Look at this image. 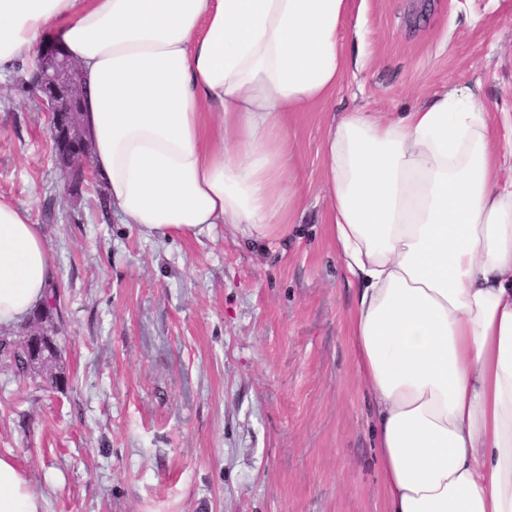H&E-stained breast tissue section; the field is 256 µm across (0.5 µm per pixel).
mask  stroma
<instances>
[{
	"mask_svg": "<svg viewBox=\"0 0 512 512\" xmlns=\"http://www.w3.org/2000/svg\"><path fill=\"white\" fill-rule=\"evenodd\" d=\"M361 50L288 121L302 216L280 240H156L57 164L49 119L0 78V199L31 210L55 267L62 354L0 364V456L45 512H385L371 403L345 333L352 290L325 232L332 115L394 118L471 88L512 143V0H353Z\"/></svg>",
	"mask_w": 512,
	"mask_h": 512,
	"instance_id": "1",
	"label": "stroma"
}]
</instances>
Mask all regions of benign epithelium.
Wrapping results in <instances>:
<instances>
[{"mask_svg":"<svg viewBox=\"0 0 512 512\" xmlns=\"http://www.w3.org/2000/svg\"><path fill=\"white\" fill-rule=\"evenodd\" d=\"M21 86L38 98L44 111L51 116L52 139L81 142L86 145L83 155L71 159H60L70 173L88 170L92 144L82 122L85 104V85L78 63L61 50L50 44L38 50L36 59L28 68L27 77L21 79ZM60 353V348L39 343V334L26 337L24 366L36 368Z\"/></svg>","mask_w":512,"mask_h":512,"instance_id":"7a95c632","label":"benign epithelium"}]
</instances>
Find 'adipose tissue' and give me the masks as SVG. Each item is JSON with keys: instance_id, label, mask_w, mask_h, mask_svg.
Masks as SVG:
<instances>
[{"instance_id": "1", "label": "adipose tissue", "mask_w": 512, "mask_h": 512, "mask_svg": "<svg viewBox=\"0 0 512 512\" xmlns=\"http://www.w3.org/2000/svg\"><path fill=\"white\" fill-rule=\"evenodd\" d=\"M352 0H0V75L57 41L88 89L93 166L124 223L283 236L300 197L287 119L349 61ZM466 88L321 144L326 233L356 287L346 335L372 400L386 512H512V177ZM31 211L0 200V326L50 281ZM0 512L43 499L0 456Z\"/></svg>"}]
</instances>
